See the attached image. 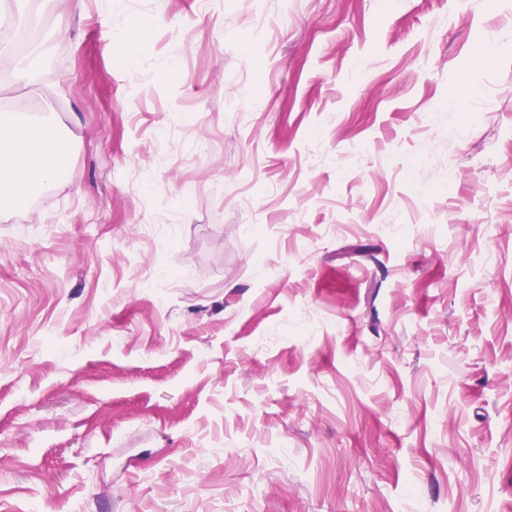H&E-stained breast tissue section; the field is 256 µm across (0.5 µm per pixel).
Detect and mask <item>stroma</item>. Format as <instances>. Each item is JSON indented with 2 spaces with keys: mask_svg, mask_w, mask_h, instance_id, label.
Returning a JSON list of instances; mask_svg holds the SVG:
<instances>
[{
  "mask_svg": "<svg viewBox=\"0 0 512 512\" xmlns=\"http://www.w3.org/2000/svg\"><path fill=\"white\" fill-rule=\"evenodd\" d=\"M43 10L0 512H512V0Z\"/></svg>",
  "mask_w": 512,
  "mask_h": 512,
  "instance_id": "obj_1",
  "label": "stroma"
}]
</instances>
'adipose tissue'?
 <instances>
[{
  "label": "adipose tissue",
  "mask_w": 512,
  "mask_h": 512,
  "mask_svg": "<svg viewBox=\"0 0 512 512\" xmlns=\"http://www.w3.org/2000/svg\"><path fill=\"white\" fill-rule=\"evenodd\" d=\"M67 156L53 125L13 118L0 134V199L24 203L33 189L58 177Z\"/></svg>",
  "instance_id": "obj_1"
}]
</instances>
